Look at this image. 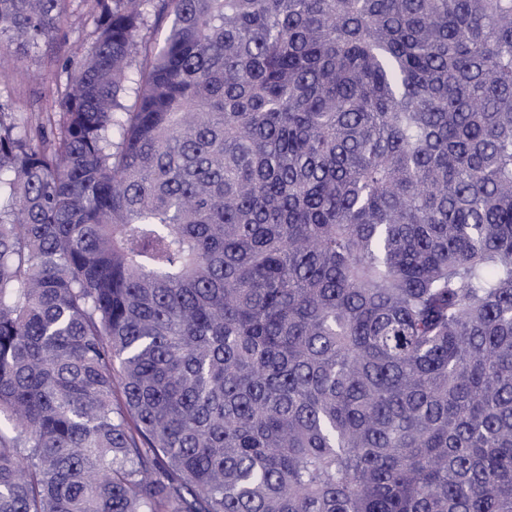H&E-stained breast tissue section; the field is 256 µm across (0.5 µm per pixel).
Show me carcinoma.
Instances as JSON below:
<instances>
[{"instance_id":"obj_1","label":"carcinoma","mask_w":512,"mask_h":512,"mask_svg":"<svg viewBox=\"0 0 512 512\" xmlns=\"http://www.w3.org/2000/svg\"><path fill=\"white\" fill-rule=\"evenodd\" d=\"M84 2L0 109V512H512V0ZM94 21L86 12L81 0H67L60 30L53 34L50 47H44L38 56L28 57L17 64L9 73L8 81H0V105L18 116L30 115V112L59 110V79L56 63L71 59V71L74 72L78 56L71 53L72 47L83 43L84 48L91 45L90 31ZM41 71L44 80L32 81L29 73ZM58 79V80H57Z\"/></svg>"}]
</instances>
